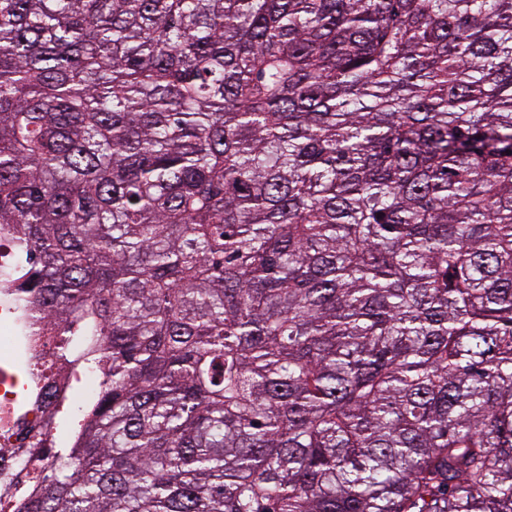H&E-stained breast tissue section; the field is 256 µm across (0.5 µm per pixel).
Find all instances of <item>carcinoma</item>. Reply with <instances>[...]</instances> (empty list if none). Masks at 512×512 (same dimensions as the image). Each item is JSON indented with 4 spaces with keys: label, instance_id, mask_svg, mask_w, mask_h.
Returning a JSON list of instances; mask_svg holds the SVG:
<instances>
[{
    "label": "carcinoma",
    "instance_id": "obj_1",
    "mask_svg": "<svg viewBox=\"0 0 512 512\" xmlns=\"http://www.w3.org/2000/svg\"><path fill=\"white\" fill-rule=\"evenodd\" d=\"M1 224L0 512H512V0H0ZM4 282L0 278V334L8 336L0 349V447L18 448L31 425L49 416L47 409L36 410L31 403L38 390L50 385L54 400H68L69 389L63 381L53 383L36 374V362L44 360L43 347L24 317L27 307L13 288H2Z\"/></svg>",
    "mask_w": 512,
    "mask_h": 512
}]
</instances>
